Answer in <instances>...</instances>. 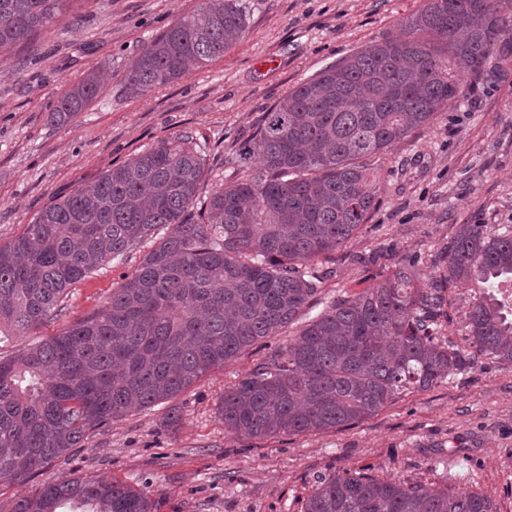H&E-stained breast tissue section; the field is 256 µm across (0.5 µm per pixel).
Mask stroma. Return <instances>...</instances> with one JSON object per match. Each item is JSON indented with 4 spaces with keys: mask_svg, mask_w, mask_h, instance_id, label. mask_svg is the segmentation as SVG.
<instances>
[{
    "mask_svg": "<svg viewBox=\"0 0 512 512\" xmlns=\"http://www.w3.org/2000/svg\"><path fill=\"white\" fill-rule=\"evenodd\" d=\"M426 0H240L246 28L224 55L178 81L132 97L125 75L142 46L201 0H84L33 48L0 65V244L50 199L92 186L112 165L188 136L205 155L202 195L241 176L238 154L265 112L326 66L385 36ZM101 69L97 97L65 125L48 113L86 72ZM378 205L330 258L327 277L293 325L202 377L173 402L130 411L71 456L22 484L0 482V512L53 479L107 477L144 490L154 512H303L321 475L346 469L383 479L487 495L512 512V363L478 359L454 380L411 389L375 415L326 432L250 439L217 414L225 388L285 347L334 300L353 297L413 264L424 283L460 224L512 225V62L464 75L433 121L373 165ZM157 229L75 283L60 317L0 344L10 356L106 305L165 236ZM441 339L464 345L471 294L448 291ZM179 419L167 425L170 408Z\"/></svg>",
    "mask_w": 512,
    "mask_h": 512,
    "instance_id": "1",
    "label": "stroma"
}]
</instances>
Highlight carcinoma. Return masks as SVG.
<instances>
[{"label": "carcinoma", "mask_w": 512, "mask_h": 512, "mask_svg": "<svg viewBox=\"0 0 512 512\" xmlns=\"http://www.w3.org/2000/svg\"><path fill=\"white\" fill-rule=\"evenodd\" d=\"M69 0H0V63L29 48ZM238 0L199 11L143 45L125 77L136 96L224 56L245 30ZM383 38L288 91L239 158L243 177L200 199L205 159L180 136L53 198L0 245V343L57 318L71 287L167 234L106 305L59 334L0 356V481L25 483L134 408L175 398L210 370L288 327L322 284L312 264L339 250L377 207L370 159L428 125L464 73L512 58V0H427ZM100 89L89 72L50 121ZM512 280V225L460 224L442 271L421 287L413 265L334 301L267 362L224 391L236 436L339 429L404 390H427L476 357L512 363V318L484 289ZM473 292L462 348L436 336L448 286ZM151 512L142 490L63 477L13 512ZM304 512H497L491 499L359 471L322 476Z\"/></svg>", "instance_id": "cac0c4a2"}]
</instances>
